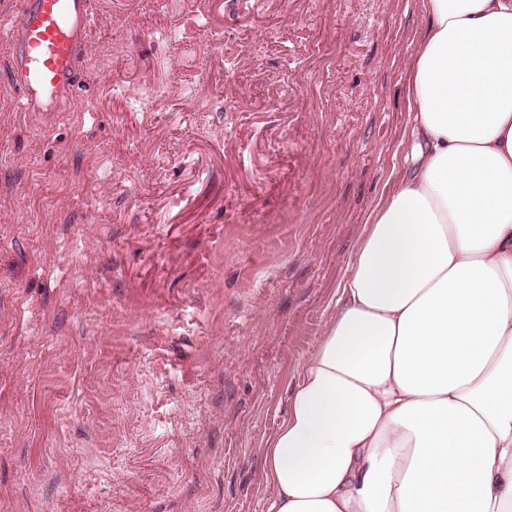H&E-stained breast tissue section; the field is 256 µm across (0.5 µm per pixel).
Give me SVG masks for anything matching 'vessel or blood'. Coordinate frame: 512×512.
Listing matches in <instances>:
<instances>
[{
    "label": "vessel or blood",
    "mask_w": 512,
    "mask_h": 512,
    "mask_svg": "<svg viewBox=\"0 0 512 512\" xmlns=\"http://www.w3.org/2000/svg\"><path fill=\"white\" fill-rule=\"evenodd\" d=\"M92 0H23L19 15L0 28L11 52L6 66L22 112H61L73 96Z\"/></svg>",
    "instance_id": "1"
}]
</instances>
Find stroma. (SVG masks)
Here are the masks:
<instances>
[{
    "instance_id": "stroma-1",
    "label": "stroma",
    "mask_w": 512,
    "mask_h": 512,
    "mask_svg": "<svg viewBox=\"0 0 512 512\" xmlns=\"http://www.w3.org/2000/svg\"><path fill=\"white\" fill-rule=\"evenodd\" d=\"M67 111L0 70V512H265L410 127L420 0H94Z\"/></svg>"
}]
</instances>
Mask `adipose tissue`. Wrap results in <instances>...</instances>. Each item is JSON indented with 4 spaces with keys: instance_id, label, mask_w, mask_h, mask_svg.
<instances>
[{
    "instance_id": "1",
    "label": "adipose tissue",
    "mask_w": 512,
    "mask_h": 512,
    "mask_svg": "<svg viewBox=\"0 0 512 512\" xmlns=\"http://www.w3.org/2000/svg\"><path fill=\"white\" fill-rule=\"evenodd\" d=\"M410 174L267 440L266 512H512V0H421Z\"/></svg>"
}]
</instances>
